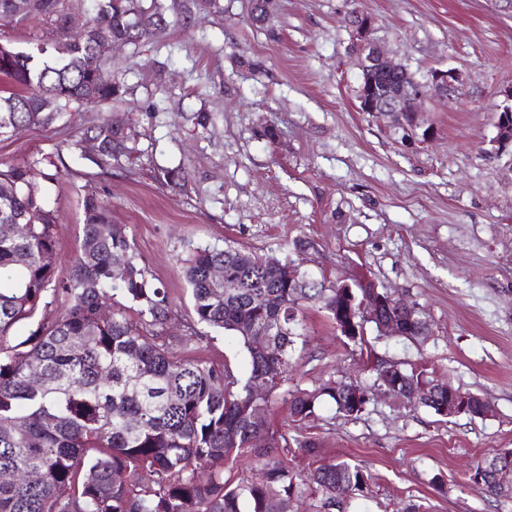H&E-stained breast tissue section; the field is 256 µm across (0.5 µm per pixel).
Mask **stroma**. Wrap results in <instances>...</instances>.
I'll list each match as a JSON object with an SVG mask.
<instances>
[{
    "label": "stroma",
    "instance_id": "obj_1",
    "mask_svg": "<svg viewBox=\"0 0 512 512\" xmlns=\"http://www.w3.org/2000/svg\"><path fill=\"white\" fill-rule=\"evenodd\" d=\"M139 47L106 53L134 89L126 101L85 106L44 128L0 138V166L37 161L39 194L58 217L56 274L80 253L88 196L124 226L147 277L173 301L170 324L198 325L184 276L196 249L228 246L288 256L333 283L368 279L419 303L427 338L377 337L368 352L345 344L325 312H306L311 341L292 358L289 386L327 381L372 387L374 359L433 368L491 399L487 420L442 418L376 393L358 418L325 407L314 425L323 460L370 473L368 497L348 512H512V499L473 488V465L512 448V157L497 155L498 110L512 99V0H273L264 22L250 0H221ZM371 15L384 52L416 77L459 75L448 97L418 107L432 127L416 144L384 114L359 109L352 20ZM209 112L201 128L196 114ZM106 118L129 135L103 170L71 149L79 130ZM181 168L177 183L163 172ZM304 240L298 251L285 243ZM443 475L445 492L434 490Z\"/></svg>",
    "mask_w": 512,
    "mask_h": 512
}]
</instances>
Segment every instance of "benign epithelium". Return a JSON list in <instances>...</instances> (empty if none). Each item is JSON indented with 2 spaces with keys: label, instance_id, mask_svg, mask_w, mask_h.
Instances as JSON below:
<instances>
[{
  "label": "benign epithelium",
  "instance_id": "7a95c632",
  "mask_svg": "<svg viewBox=\"0 0 512 512\" xmlns=\"http://www.w3.org/2000/svg\"><path fill=\"white\" fill-rule=\"evenodd\" d=\"M374 20L363 13L355 14L354 38L356 61L364 79L357 88L359 109L363 112H379L394 118L404 131L412 132L417 128L413 105L425 99L431 92L437 91L448 96L459 76L451 70H434L428 79L416 80L412 85L377 86L374 74L380 72H398L404 66L389 59L379 45L371 38ZM498 134L495 140L496 153L502 154L512 148V121L502 118L496 123ZM362 286L370 289L358 305V313L366 319H374L379 314L383 298L377 296L376 287L367 281Z\"/></svg>",
  "mask_w": 512,
  "mask_h": 512
}]
</instances>
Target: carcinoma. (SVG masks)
<instances>
[{"instance_id": "carcinoma-1", "label": "carcinoma", "mask_w": 512, "mask_h": 512, "mask_svg": "<svg viewBox=\"0 0 512 512\" xmlns=\"http://www.w3.org/2000/svg\"><path fill=\"white\" fill-rule=\"evenodd\" d=\"M86 26L71 19L85 0H0V26L39 20L51 44L32 51L0 45V78L21 88L0 94V136L46 126L82 106L121 100L133 89L105 69L104 41L140 45L172 26L189 27L194 12L224 14L220 0H191L175 15L164 0H92ZM124 128L104 118L71 143H94L89 161L100 168L126 149ZM37 162L0 167V512H293L296 498L319 500V512H342L369 489L358 465L334 460L306 471L288 466L292 449L316 456L314 436L290 437L265 419L282 403L286 421L307 425L325 402L358 417L368 402L352 397L351 382L315 390L288 389L293 353L308 343L305 311L318 304L353 345L366 343L357 315L365 289L335 288L312 275L290 284L276 256L240 261L241 250H196L184 267L197 323L235 337L248 362L241 375L229 364L187 357L166 333L172 300L139 266L125 229L110 208L85 201L81 253L68 277L55 278L54 211L39 196ZM222 266L241 287L224 293L210 277ZM120 298L126 305L114 310ZM111 308L107 317L103 307ZM380 316L400 323L405 339L430 333L419 304L381 306ZM242 322L263 336H244ZM23 323L24 336L13 328ZM41 368L35 386L29 370ZM378 386L394 397L440 412L448 392H470L430 375L423 365L372 367ZM264 419L257 420L254 413ZM263 427L280 441L257 448ZM251 474L224 478L242 458ZM42 471L31 483L25 473ZM152 480L146 482L142 474ZM470 485L512 498V448H502L468 473Z\"/></svg>"}]
</instances>
